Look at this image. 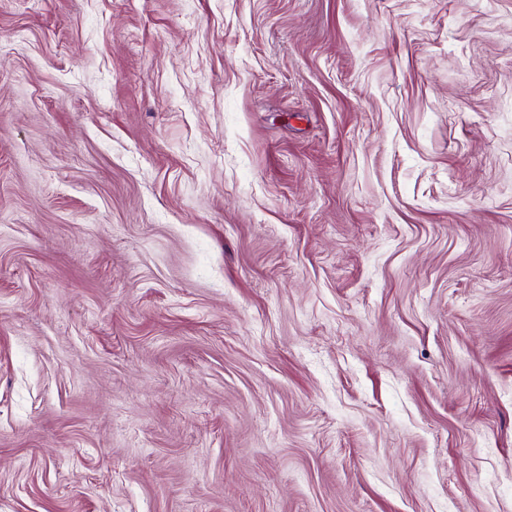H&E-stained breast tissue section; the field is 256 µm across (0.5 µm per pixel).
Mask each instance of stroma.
Masks as SVG:
<instances>
[{
	"label": "stroma",
	"mask_w": 512,
	"mask_h": 512,
	"mask_svg": "<svg viewBox=\"0 0 512 512\" xmlns=\"http://www.w3.org/2000/svg\"><path fill=\"white\" fill-rule=\"evenodd\" d=\"M0 512H512V0H0Z\"/></svg>",
	"instance_id": "35a3bbf8"
}]
</instances>
